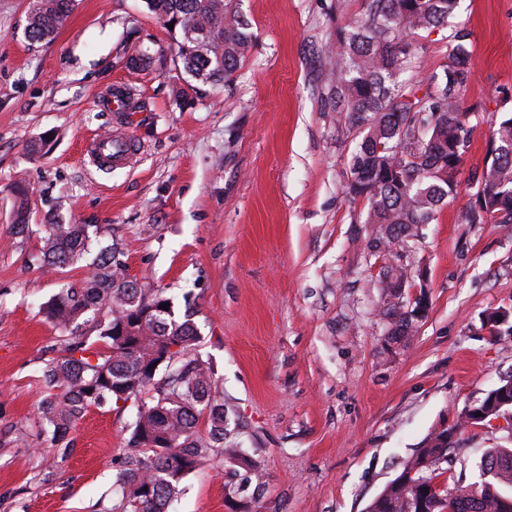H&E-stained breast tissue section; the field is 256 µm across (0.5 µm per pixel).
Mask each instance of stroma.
<instances>
[{
    "label": "stroma",
    "instance_id": "1",
    "mask_svg": "<svg viewBox=\"0 0 512 512\" xmlns=\"http://www.w3.org/2000/svg\"><path fill=\"white\" fill-rule=\"evenodd\" d=\"M31 3L0 0V512H99L138 412L90 408L66 460L40 445L42 370L63 347L41 308L93 260L45 272L52 224L87 225L94 250L117 245L129 279L192 313L226 440L264 464L231 494L232 465L214 450L169 512H366L428 434L512 377V335L488 323L512 312V228L461 221L491 115L512 112V0H459L447 27L419 32L404 75L427 84L452 28L469 31L470 145L456 196L403 248L415 277L402 300L429 306L400 344L379 315L384 261L364 247L365 203L345 194L360 136L322 99L324 49L364 0L343 12L338 0H233L256 39L216 84L174 65L176 41L145 0H75L42 42L25 34ZM141 52L145 71L127 64ZM119 88L132 110L109 108ZM107 131L141 143L137 164H85L86 142ZM457 429L446 484L474 481L487 449L512 448L505 427Z\"/></svg>",
    "mask_w": 512,
    "mask_h": 512
}]
</instances>
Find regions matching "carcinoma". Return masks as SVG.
<instances>
[{
	"label": "carcinoma",
	"instance_id": "carcinoma-1",
	"mask_svg": "<svg viewBox=\"0 0 512 512\" xmlns=\"http://www.w3.org/2000/svg\"><path fill=\"white\" fill-rule=\"evenodd\" d=\"M73 0H33L26 34L50 39ZM150 11L179 35L176 64L202 83L222 82L236 71L253 41L250 25L229 0H147ZM458 0H365L364 15L350 28H336L332 69L325 83L330 112H344L359 130L346 186L352 200L366 201L364 223L372 226L365 248L391 258L418 236L459 186L470 142V112L462 93L471 77L467 43L460 28L449 41L448 62L422 95L397 82L416 52L415 34L448 23ZM486 164L462 215L466 224H512V112L491 116ZM89 248L85 224H53L44 241L46 267L56 269ZM92 271L45 303L48 317L69 332L64 354L43 370L46 394L39 405L42 443L65 458L67 436L89 408L139 403L128 448L117 469L115 497L101 512H167L184 479L215 448H225L245 466L242 481L260 478L261 461L224 446V405L215 402L218 380L211 363L191 354L198 339L192 315L175 318L169 299L126 276L123 252L100 250ZM410 264L390 262L379 273L386 335L402 343L417 316L391 288L410 282ZM93 324L100 344L81 340ZM154 391L152 404L142 396ZM209 410L210 442L194 439L202 410ZM443 432L432 433L397 476L398 487L380 493L368 512H505L512 500V448H492L478 464L473 484L438 482L447 449Z\"/></svg>",
	"mask_w": 512,
	"mask_h": 512
}]
</instances>
